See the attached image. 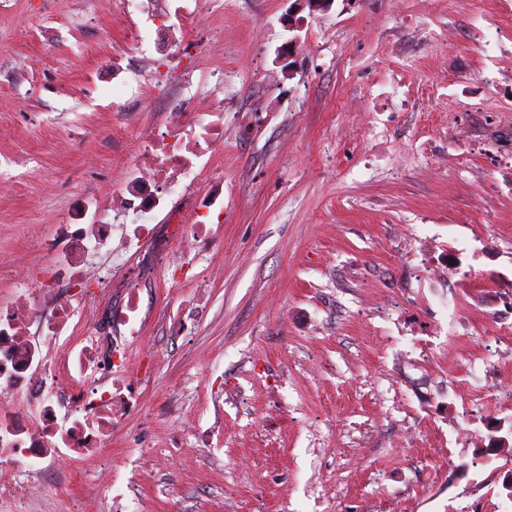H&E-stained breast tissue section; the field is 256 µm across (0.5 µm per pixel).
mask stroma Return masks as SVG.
<instances>
[{"instance_id":"stroma-1","label":"stroma","mask_w":512,"mask_h":512,"mask_svg":"<svg viewBox=\"0 0 512 512\" xmlns=\"http://www.w3.org/2000/svg\"><path fill=\"white\" fill-rule=\"evenodd\" d=\"M223 235L183 276L208 298L187 330L152 322L140 406L114 431L112 460L136 478L138 512H460L475 448L454 442L472 374L512 383L496 334L512 319V0H223ZM124 18L93 0L0 7V301L17 268L44 257L28 232L74 196L106 198L133 139L112 111ZM468 132L465 144L454 128ZM465 273L427 280L404 239ZM222 266L212 282L206 269ZM423 376L442 405H420ZM210 450L176 448L184 418ZM405 434L396 447L394 434ZM164 452L138 472V449ZM223 467V484L209 472ZM72 494L33 493L26 512H75Z\"/></svg>"}]
</instances>
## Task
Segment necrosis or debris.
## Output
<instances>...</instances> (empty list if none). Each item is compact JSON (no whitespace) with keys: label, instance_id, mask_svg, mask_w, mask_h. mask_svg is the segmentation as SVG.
<instances>
[{"label":"necrosis or debris","instance_id":"1","mask_svg":"<svg viewBox=\"0 0 512 512\" xmlns=\"http://www.w3.org/2000/svg\"><path fill=\"white\" fill-rule=\"evenodd\" d=\"M130 21L116 56L145 53L148 69L137 101L150 121L130 123L135 145L118 155L105 205L76 196L65 217L34 242L46 256L52 287L0 302V505L30 496L28 478L62 458L98 457L92 473L71 471L52 490L93 481L115 489L113 512H128L137 488L112 464V433L138 407L130 347L150 318L142 288L175 281L173 256H202L224 219V182L216 175L224 149V84L236 71L198 70L201 37L212 17L201 0H98ZM66 337L56 361L43 347Z\"/></svg>","mask_w":512,"mask_h":512}]
</instances>
